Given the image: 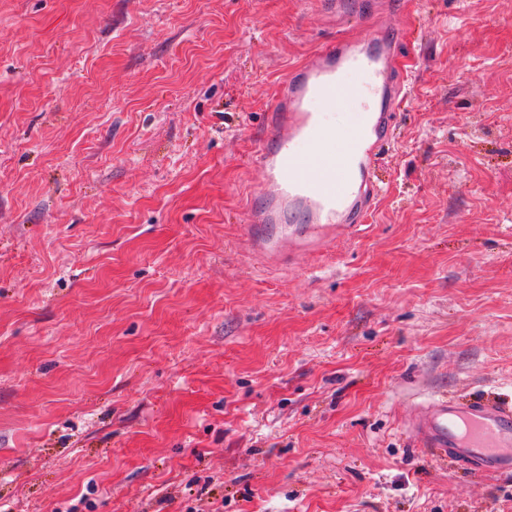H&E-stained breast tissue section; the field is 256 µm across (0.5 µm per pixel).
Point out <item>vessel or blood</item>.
Returning <instances> with one entry per match:
<instances>
[{
	"mask_svg": "<svg viewBox=\"0 0 512 512\" xmlns=\"http://www.w3.org/2000/svg\"><path fill=\"white\" fill-rule=\"evenodd\" d=\"M402 46L400 32L383 27L366 40L340 35L290 73L253 158L265 179L261 202L249 209L255 255L294 256L367 222L379 195L375 171L405 95ZM352 74L360 77L353 86ZM353 104L358 110L345 131L322 118ZM290 213L305 219L308 241L263 233V225ZM406 428L433 458L480 475L512 473L511 402L443 395L416 407Z\"/></svg>",
	"mask_w": 512,
	"mask_h": 512,
	"instance_id": "b4317fda",
	"label": "vessel or blood"
}]
</instances>
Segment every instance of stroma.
Masks as SVG:
<instances>
[{
    "mask_svg": "<svg viewBox=\"0 0 512 512\" xmlns=\"http://www.w3.org/2000/svg\"><path fill=\"white\" fill-rule=\"evenodd\" d=\"M0 0V506L512 512L413 409L512 401V0ZM399 30L355 237L247 247L291 68Z\"/></svg>",
    "mask_w": 512,
    "mask_h": 512,
    "instance_id": "stroma-1",
    "label": "stroma"
}]
</instances>
